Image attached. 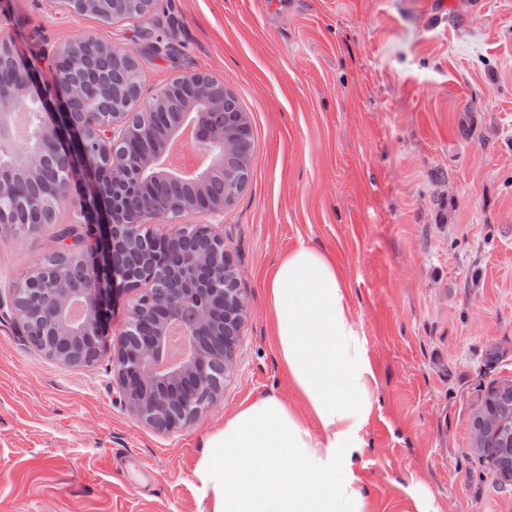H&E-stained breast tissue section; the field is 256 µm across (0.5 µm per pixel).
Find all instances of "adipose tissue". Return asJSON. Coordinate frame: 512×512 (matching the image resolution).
Listing matches in <instances>:
<instances>
[{"instance_id":"adipose-tissue-1","label":"adipose tissue","mask_w":512,"mask_h":512,"mask_svg":"<svg viewBox=\"0 0 512 512\" xmlns=\"http://www.w3.org/2000/svg\"><path fill=\"white\" fill-rule=\"evenodd\" d=\"M280 362L306 410L271 393L203 444L195 475L207 512H370L354 458L376 375L335 261L299 245L267 280Z\"/></svg>"}]
</instances>
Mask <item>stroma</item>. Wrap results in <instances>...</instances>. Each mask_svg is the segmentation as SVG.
<instances>
[{
  "label": "stroma",
  "mask_w": 512,
  "mask_h": 512,
  "mask_svg": "<svg viewBox=\"0 0 512 512\" xmlns=\"http://www.w3.org/2000/svg\"><path fill=\"white\" fill-rule=\"evenodd\" d=\"M180 52H145L142 27ZM0 36L50 80L46 55L79 39L132 51L138 103L181 76L232 92L251 129L248 182L207 224L246 298L224 388L166 430L120 399L113 359L131 307L112 310L99 357H48L6 311L14 284L80 224L0 236V512H204L202 446L241 403L293 392L275 349L269 267L298 244L337 263L376 374L354 471L371 512H512L467 462L487 346L512 375V0H154L147 23L0 0Z\"/></svg>",
  "instance_id": "obj_1"
}]
</instances>
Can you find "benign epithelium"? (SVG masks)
I'll return each mask as SVG.
<instances>
[{
    "instance_id": "obj_1",
    "label": "benign epithelium",
    "mask_w": 512,
    "mask_h": 512,
    "mask_svg": "<svg viewBox=\"0 0 512 512\" xmlns=\"http://www.w3.org/2000/svg\"><path fill=\"white\" fill-rule=\"evenodd\" d=\"M12 60L16 69L13 79L0 81V139L14 140L10 116L28 110L27 97H32L50 121L27 138L22 148L14 149L16 159L39 170L47 156H59V171L51 185L53 195L61 206L79 201L86 230H92L94 219L101 227L98 248L88 246L81 264L44 275L42 288L37 291L31 288L30 278L21 280L12 289V307L35 343L42 344L46 335L65 328L89 343L96 358L108 336L113 302L139 287L120 265L118 252L126 240L142 237L143 225L117 224L116 218L133 200L149 221L171 220L177 210L151 191L152 165L135 170L127 165V156L143 141L142 133H131L129 120L109 102L74 94L69 76L87 62L86 56L68 47L58 51L51 59L52 82L42 85L17 57ZM175 90L207 109L216 95L223 97L224 128L237 129L240 135L198 138L201 145L213 152L217 163L222 164L225 157L249 148L245 113L239 111L236 97L220 82L194 75L179 79L177 86L170 85L162 93L170 94ZM83 126L90 127L93 146L106 149V161H100V154L86 148L80 131ZM75 165L82 166L96 184L95 198L84 193L72 196V167ZM207 234L213 243L208 259L189 256L178 274L167 254L158 256V262L150 270V288L132 306L127 330L121 333L119 340H124L137 327V313L143 308L161 312L165 329L144 337L135 353L120 350L113 361L120 393L128 400L131 410L147 423L167 430L190 423L215 400L209 388L212 365L193 348L197 338L207 335L215 308H224L232 321L231 336L236 335L235 328L240 326L246 313L240 289L223 287L224 243L212 228H207ZM94 249L97 254L93 256ZM187 370L194 373L195 386L171 394L157 393L145 405L130 399L133 389L166 382ZM170 404L178 407L180 414L155 418L156 412ZM471 416L476 420L475 427L470 429L471 453L480 451L479 442L488 434L512 437V418L508 415L489 413L476 406Z\"/></svg>"
}]
</instances>
